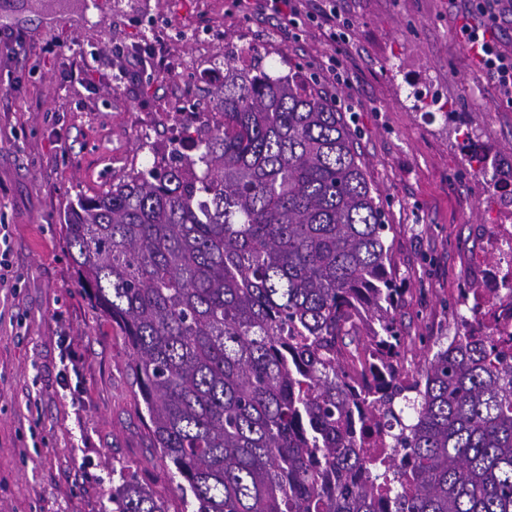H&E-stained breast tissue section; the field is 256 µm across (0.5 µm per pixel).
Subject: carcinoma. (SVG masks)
<instances>
[{"mask_svg": "<svg viewBox=\"0 0 512 512\" xmlns=\"http://www.w3.org/2000/svg\"><path fill=\"white\" fill-rule=\"evenodd\" d=\"M215 98L196 156L131 169L62 224L180 512H512V338L491 333L512 285L469 284L461 330L393 381V227L336 98L229 65ZM112 504L170 512L137 481Z\"/></svg>", "mask_w": 512, "mask_h": 512, "instance_id": "cac0c4a2", "label": "carcinoma"}]
</instances>
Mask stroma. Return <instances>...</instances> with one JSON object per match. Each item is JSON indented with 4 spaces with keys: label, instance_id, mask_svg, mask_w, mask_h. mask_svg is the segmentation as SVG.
<instances>
[{
    "label": "stroma",
    "instance_id": "1",
    "mask_svg": "<svg viewBox=\"0 0 512 512\" xmlns=\"http://www.w3.org/2000/svg\"><path fill=\"white\" fill-rule=\"evenodd\" d=\"M341 27H331L326 11ZM473 0H0V512H112L134 478L171 492L140 423L122 335L75 281L60 226L215 109L224 65L314 81L335 96L394 231L408 362L454 336L473 235L512 211L460 150L512 170V106L460 34ZM435 86L445 112L413 92Z\"/></svg>",
    "mask_w": 512,
    "mask_h": 512
}]
</instances>
